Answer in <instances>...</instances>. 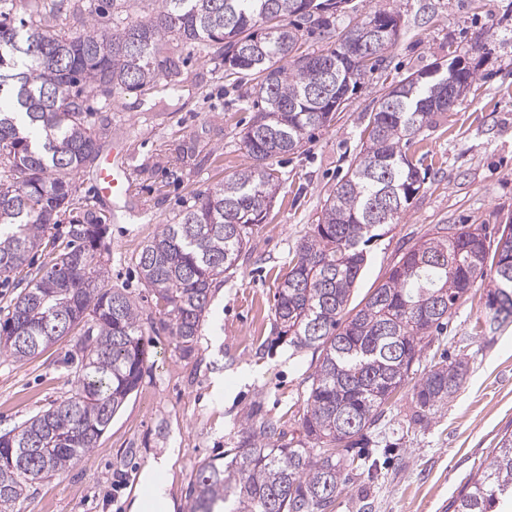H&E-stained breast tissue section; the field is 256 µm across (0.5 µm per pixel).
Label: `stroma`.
<instances>
[{"instance_id":"stroma-1","label":"stroma","mask_w":512,"mask_h":512,"mask_svg":"<svg viewBox=\"0 0 512 512\" xmlns=\"http://www.w3.org/2000/svg\"><path fill=\"white\" fill-rule=\"evenodd\" d=\"M400 15L396 44L349 92L331 126L314 131L297 153L277 158L282 182L268 217L233 270L213 282L195 350L182 357L165 314L136 267V256L159 225L173 223L197 195L251 166L240 133L252 120L255 80L225 77L213 55L170 41L174 86L115 90L111 102L92 100L105 132L102 152L119 149L127 194L106 206L95 194L94 171L75 178L74 206L46 233L31 263L0 278V320L35 273L67 243L83 205H93L108 230L109 284L124 291L150 320L148 352L137 391L93 450L63 473L32 482L13 512H130L143 492L140 476L167 457L174 512H188L199 465L224 462L253 407L286 434L298 432L316 353L276 341L272 332L279 275L321 213L329 191L360 156L362 132L378 101L410 73L437 61L471 58L476 80L449 111L438 114L406 146L424 173L419 194L395 224L380 228L366 248L355 295L376 287L402 254L444 224H483L488 234L512 222V0H349L335 29L367 13ZM487 285L474 286L434 336L418 367L441 354L465 359L467 378L448 402L412 423V384L394 396L369 449L376 475L358 471L334 512H454L467 480L487 466L501 438L512 435V320L482 327ZM77 335L37 357L0 354V434L48 409L75 384Z\"/></svg>"}]
</instances>
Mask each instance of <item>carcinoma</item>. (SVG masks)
<instances>
[{"mask_svg":"<svg viewBox=\"0 0 512 512\" xmlns=\"http://www.w3.org/2000/svg\"><path fill=\"white\" fill-rule=\"evenodd\" d=\"M147 22L111 32L49 26L70 12L93 15V0H30L16 27L0 9V277L21 268L50 226L76 200L75 176L97 162L101 130L91 123L90 97L112 99L116 88L142 90L173 76L165 41L210 49L226 76L255 75L262 104L242 135L248 169L198 197L171 224H162L138 253L146 286L169 316L167 327L184 357L194 351L214 280L236 264L267 218L280 177L273 160L299 151L313 131L331 124L347 93L370 65L359 34L376 29L394 44L398 18L375 11L337 34L335 47L299 52L300 17L330 29L347 0H154ZM395 26H390V23ZM475 81L464 57L412 73L385 93L365 128L363 152L328 194L312 233L299 243L279 279L276 339L294 350L319 351L298 439L248 414L227 463L202 464L189 489V512H218L232 499L237 512H332L352 452L393 394L420 363L443 320L477 282H489L485 325L512 317V246L485 247L481 224H450L404 252L388 276L354 308L349 300L376 230L395 224L423 183L403 151L434 117L450 109L448 82ZM106 224L91 208L69 229V244L17 298L0 325V354L27 361L80 329L81 365L63 399L19 426L12 447H0V508L26 497L34 481L64 472L98 439L138 388L145 364L142 311L123 291L104 285ZM469 371L444 357L414 385L413 421L432 414L460 389ZM512 505V436L461 491L454 512H506Z\"/></svg>","mask_w":512,"mask_h":512,"instance_id":"cac0c4a2","label":"carcinoma"}]
</instances>
